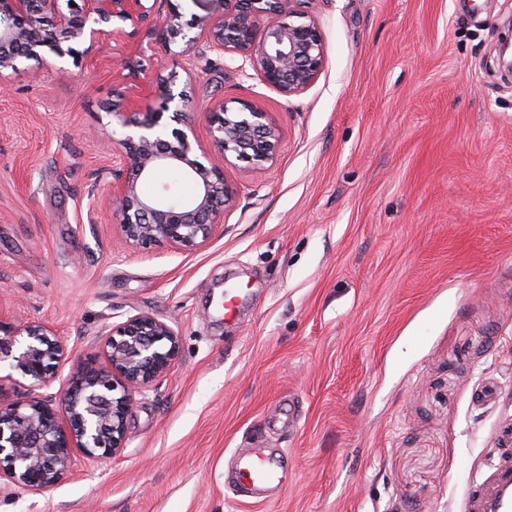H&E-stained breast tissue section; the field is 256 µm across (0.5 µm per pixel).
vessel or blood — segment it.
<instances>
[{"label": "vessel or blood", "mask_w": 512, "mask_h": 512, "mask_svg": "<svg viewBox=\"0 0 512 512\" xmlns=\"http://www.w3.org/2000/svg\"><path fill=\"white\" fill-rule=\"evenodd\" d=\"M236 497L267 502L280 497L284 468L279 453L266 448H240L234 453ZM465 512H512V456L502 455L476 490L464 495Z\"/></svg>", "instance_id": "vessel-or-blood-1"}]
</instances>
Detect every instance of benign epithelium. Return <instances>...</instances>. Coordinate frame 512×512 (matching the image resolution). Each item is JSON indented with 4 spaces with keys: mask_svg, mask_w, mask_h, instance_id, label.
<instances>
[{
    "mask_svg": "<svg viewBox=\"0 0 512 512\" xmlns=\"http://www.w3.org/2000/svg\"><path fill=\"white\" fill-rule=\"evenodd\" d=\"M308 0H224L219 17L203 16L192 27L208 39L209 48L241 61L285 97L299 95L314 83L326 59L322 31L304 10ZM146 25L154 41L139 43L146 55L153 42L168 47L187 37L178 15L161 19L144 0H0V69H17L20 59L73 55V44L93 49L106 36L120 42ZM178 76L156 82H135L113 90L107 113L126 129L119 140L120 168L112 170L104 200L125 240L148 249L168 243L190 252L209 242L230 204L232 190L218 162L235 160L251 168L273 162L281 148L271 113L256 103L232 108L221 102L209 113V126L219 156L196 152L186 131L168 128L185 122L189 95L174 92ZM160 99L155 108L148 97ZM159 168L192 179L197 192L189 201L152 199L138 191L140 180ZM26 337L16 348L17 337ZM106 366L91 369L73 381L57 399L33 396L0 404V485L34 493L55 488L81 460L111 458L125 448V428L135 394L166 373L178 353V337L165 321L138 314L100 331ZM67 348L40 322L16 325L0 318V363L11 359L37 387L55 379Z\"/></svg>",
    "mask_w": 512,
    "mask_h": 512,
    "instance_id": "1",
    "label": "benign epithelium"
}]
</instances>
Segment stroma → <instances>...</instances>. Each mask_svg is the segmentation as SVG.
I'll use <instances>...</instances> for the list:
<instances>
[{
	"instance_id": "stroma-1",
	"label": "stroma",
	"mask_w": 512,
	"mask_h": 512,
	"mask_svg": "<svg viewBox=\"0 0 512 512\" xmlns=\"http://www.w3.org/2000/svg\"><path fill=\"white\" fill-rule=\"evenodd\" d=\"M308 11L326 60L296 96L202 36L140 60L186 82L205 152L222 101L262 105L281 134L272 164L223 167L234 198L191 252L130 246L95 201L120 151L110 39L0 71V317L66 345L49 394L104 365V325L148 313L180 339L121 453L46 493L1 490L0 512H463L512 448V0ZM257 446L288 468L264 504L226 488L234 449Z\"/></svg>"
}]
</instances>
